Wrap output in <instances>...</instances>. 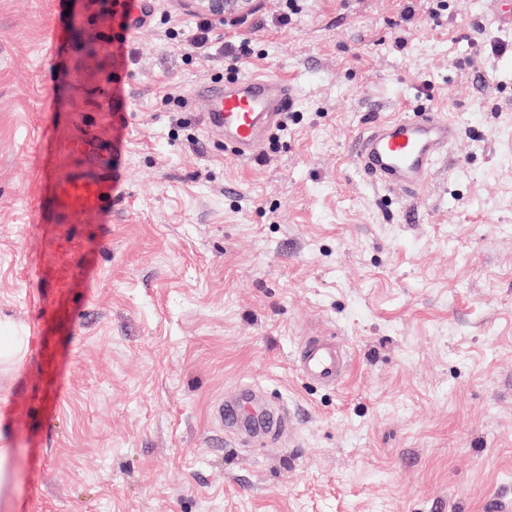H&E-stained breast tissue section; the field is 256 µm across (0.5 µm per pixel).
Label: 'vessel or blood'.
Returning a JSON list of instances; mask_svg holds the SVG:
<instances>
[{
	"label": "vessel or blood",
	"instance_id": "vessel-or-blood-1",
	"mask_svg": "<svg viewBox=\"0 0 512 512\" xmlns=\"http://www.w3.org/2000/svg\"><path fill=\"white\" fill-rule=\"evenodd\" d=\"M194 96L204 126L223 134L234 157L243 161L256 156L260 143L299 103L294 84L269 74L242 76L224 88L202 84ZM458 136V127L443 115L412 111L369 124L356 141L354 157L369 182L388 190L402 189L416 198ZM114 185L115 178L108 172L92 180L70 182L66 194L73 204L90 207L97 205ZM344 355L335 339L314 335L298 346L296 368L309 380L333 386L343 375ZM252 413L247 401L230 397L215 406L213 417L217 423L232 425L250 418ZM265 420L269 434L275 438L282 429L296 426L299 415L271 410Z\"/></svg>",
	"mask_w": 512,
	"mask_h": 512
}]
</instances>
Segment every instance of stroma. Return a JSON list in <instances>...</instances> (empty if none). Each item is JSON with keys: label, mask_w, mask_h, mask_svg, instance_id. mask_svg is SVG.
Returning <instances> with one entry per match:
<instances>
[{"label": "stroma", "mask_w": 512, "mask_h": 512, "mask_svg": "<svg viewBox=\"0 0 512 512\" xmlns=\"http://www.w3.org/2000/svg\"><path fill=\"white\" fill-rule=\"evenodd\" d=\"M0 0V433L21 512H489L512 498V40L489 0H254L206 57L187 0ZM247 43V54L226 45ZM301 91L256 159L196 86ZM404 107L459 139L420 198L354 145ZM94 142L91 153L74 145ZM92 208L61 188L105 170ZM324 331L348 366L294 365ZM250 385L300 415L241 443L212 418ZM330 335H314L300 344L295 363L305 378L326 386H334L344 372L345 352Z\"/></svg>", "instance_id": "stroma-1"}]
</instances>
